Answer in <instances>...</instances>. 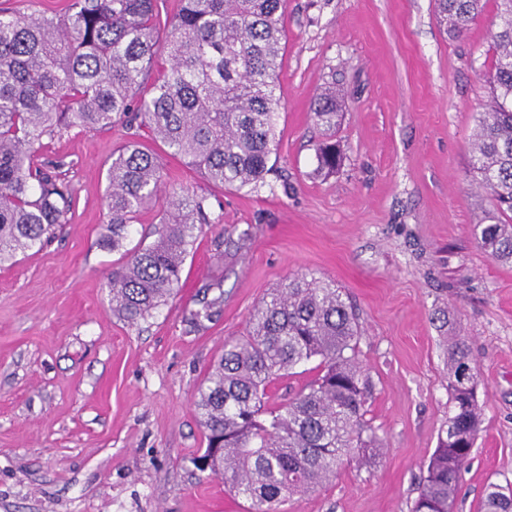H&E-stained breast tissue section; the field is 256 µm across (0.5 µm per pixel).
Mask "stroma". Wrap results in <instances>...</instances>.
Instances as JSON below:
<instances>
[{"label": "stroma", "instance_id": "35a3bbf8", "mask_svg": "<svg viewBox=\"0 0 512 512\" xmlns=\"http://www.w3.org/2000/svg\"><path fill=\"white\" fill-rule=\"evenodd\" d=\"M495 13L488 0L453 39L434 0H286L277 150L255 190L209 184L143 126L47 142L38 161L60 165L73 205L44 248L0 266V512H246L193 464L206 445L194 398L225 341L292 274L335 281L354 305L380 446L283 512H410L452 406L443 310L469 340L482 412L454 512H482L488 483L512 485V264L472 234L492 211L471 144ZM328 87L343 161L324 177L312 104ZM134 138L160 157L164 195L116 250L107 172ZM183 188L207 196L211 221L174 296L128 323L109 281ZM217 296L213 320L191 324Z\"/></svg>", "mask_w": 512, "mask_h": 512}]
</instances>
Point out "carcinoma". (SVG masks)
I'll use <instances>...</instances> for the list:
<instances>
[{
    "label": "carcinoma",
    "instance_id": "cac0c4a2",
    "mask_svg": "<svg viewBox=\"0 0 512 512\" xmlns=\"http://www.w3.org/2000/svg\"><path fill=\"white\" fill-rule=\"evenodd\" d=\"M440 22L457 39L484 12V0H435ZM285 0H180L160 20L157 0H70L61 18L0 10V265L41 248L65 223L72 190L36 162L44 139L109 128L141 117L168 154L209 183L254 189L275 153L279 58ZM499 23L487 50L489 96L479 113L472 169L494 217L473 225L481 248L512 263V0H498ZM164 44L167 64L143 89L141 76ZM323 131L318 170L332 173L342 155L333 142L336 93L313 105ZM159 156L133 140L112 153L108 172L112 249L122 246L139 211L156 200ZM156 240L112 274V310L145 321L174 294L199 225L205 196L174 192ZM448 392L453 409L427 464L412 512H452L461 472L481 430L478 369L465 337L446 319ZM360 334L336 282L295 275L269 293L246 334L224 343L194 406L206 448L194 463L249 502V512H280L353 456L367 464L378 437L364 419L371 385L355 357ZM318 361V376L271 401L269 385ZM483 512H512V489L491 484Z\"/></svg>",
    "mask_w": 512,
    "mask_h": 512
}]
</instances>
